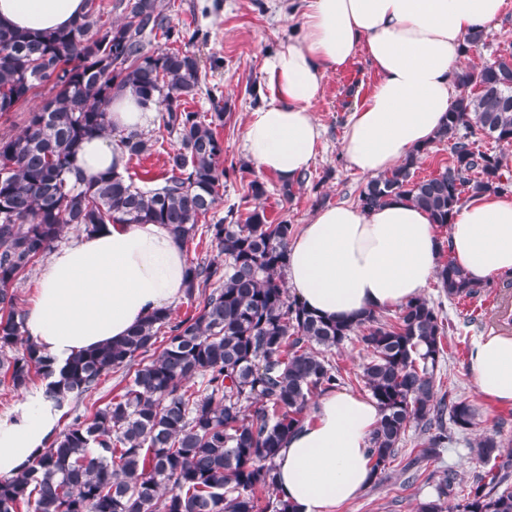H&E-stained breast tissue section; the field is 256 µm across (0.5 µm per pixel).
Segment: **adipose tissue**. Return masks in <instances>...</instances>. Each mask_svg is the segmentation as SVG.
<instances>
[{
  "label": "adipose tissue",
  "instance_id": "1",
  "mask_svg": "<svg viewBox=\"0 0 512 512\" xmlns=\"http://www.w3.org/2000/svg\"><path fill=\"white\" fill-rule=\"evenodd\" d=\"M507 0H301L298 36L263 63L268 99L251 112L244 140L255 167L292 183L311 168L322 127L315 108L325 77L356 55L378 81L351 110L342 139L351 168L374 177L431 146L454 103L456 76L470 56L468 33L495 25ZM85 0H0V24L30 33L69 27ZM111 135L86 140L77 165L92 179L124 172L121 137L153 127L133 89L108 107ZM448 249L467 279L512 275V197L477 193L460 203L437 237L428 213L394 198L365 211L338 203L318 209L287 249L288 285L316 314L350 319L420 297ZM182 240L163 224H107L54 251L24 312L27 337L64 365L75 354L121 341L131 328L177 302L187 287ZM478 392L512 404V336L478 338L469 356ZM65 405L44 388L26 389L0 413V477L47 448ZM375 402L346 390L323 395L312 422L291 434L276 460L278 495L296 512H336L372 482Z\"/></svg>",
  "mask_w": 512,
  "mask_h": 512
}]
</instances>
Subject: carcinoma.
Wrapping results in <instances>:
<instances>
[{"mask_svg":"<svg viewBox=\"0 0 512 512\" xmlns=\"http://www.w3.org/2000/svg\"><path fill=\"white\" fill-rule=\"evenodd\" d=\"M119 2V21L87 0L86 14L65 29L30 35L0 26V116L29 104L21 131L0 135V375L16 390L39 377L50 396L77 404L112 373L129 377L104 406L76 414L25 470L0 479V512H295L276 493V457L305 424L312 398L346 383L327 353L354 335L367 352L359 378L382 413L370 439L375 479H387L414 425L425 438L403 461V484L411 485L448 443L446 420L462 432L475 425L471 404L438 394L442 312L419 297L393 322L380 310L324 318L285 287L293 225L270 222L259 206L243 213L233 205L199 225L221 199L227 174L217 133L224 104L211 98L205 115L187 107L201 67L180 44L199 31L187 37L171 25L163 0ZM159 38L169 46L153 47ZM45 85L51 98L30 105ZM458 85L436 136L452 141L448 166L415 178L419 151L360 190L362 209L403 198L445 226L465 194L512 187L505 155L477 146L483 139L512 145V42L462 71ZM127 87L179 141L151 187L125 175L86 180L77 167L84 141L110 132L105 103ZM121 146L139 157L152 143L136 133ZM105 224H166L186 243L202 228L224 263L189 264L194 314L178 319L164 309L121 342L78 353L56 370L24 339L12 285L65 230L92 233ZM437 278L450 301L477 294L451 258ZM91 447L100 453L89 455ZM476 448L493 462L490 480L477 479L459 498L445 470L437 497L417 512H512V449L490 436Z\"/></svg>","mask_w":512,"mask_h":512,"instance_id":"obj_1","label":"carcinoma"}]
</instances>
